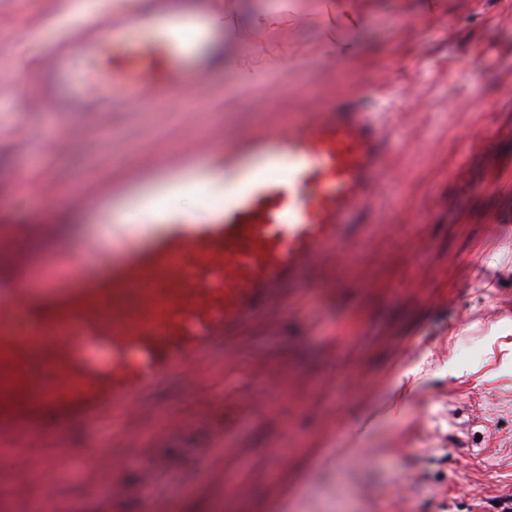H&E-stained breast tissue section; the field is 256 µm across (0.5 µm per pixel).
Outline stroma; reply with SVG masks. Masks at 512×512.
Instances as JSON below:
<instances>
[{"instance_id":"35a3bbf8","label":"stroma","mask_w":512,"mask_h":512,"mask_svg":"<svg viewBox=\"0 0 512 512\" xmlns=\"http://www.w3.org/2000/svg\"><path fill=\"white\" fill-rule=\"evenodd\" d=\"M98 2L0 0V228L23 229L34 291L99 272L85 241L207 145L274 133L320 103L373 100L396 143L395 187L351 229L348 262H319L276 317L145 393L121 430L0 431V449L16 451L0 468V512H498L512 496V0H351L361 22L343 60L319 45L332 0H280L240 37L256 57L287 51L282 69L255 66L246 83L210 69L176 106L113 108L54 152L63 123L25 116L11 76ZM297 10L305 24L283 25ZM25 172L54 183L53 208L20 192ZM113 182L124 189L111 208L68 206ZM410 369L412 391L391 388ZM95 450L132 462L82 470ZM48 458L62 469L46 504L30 472Z\"/></svg>"}]
</instances>
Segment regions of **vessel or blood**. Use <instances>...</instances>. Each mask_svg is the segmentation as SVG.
<instances>
[{
	"mask_svg": "<svg viewBox=\"0 0 512 512\" xmlns=\"http://www.w3.org/2000/svg\"><path fill=\"white\" fill-rule=\"evenodd\" d=\"M211 35L186 0H156L147 30L131 10L104 9L66 28L35 71L15 74L34 110L88 134L113 104L150 112L210 69ZM391 142L358 101L326 104L276 133L217 147L221 176L202 164L168 179V197L202 206L195 220L164 210L142 235L112 227L119 261L78 287L39 296L13 255L0 288V428H61L138 411L141 393L190 372L234 327L268 311L307 269L342 251L355 219L388 182ZM129 458L91 454L84 469L119 472Z\"/></svg>",
	"mask_w": 512,
	"mask_h": 512,
	"instance_id": "1",
	"label": "vessel or blood"
}]
</instances>
